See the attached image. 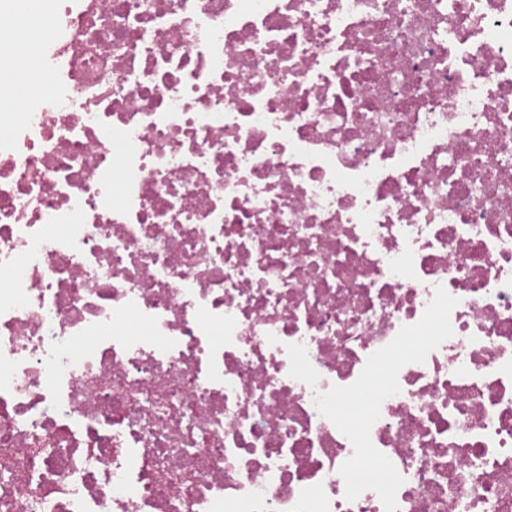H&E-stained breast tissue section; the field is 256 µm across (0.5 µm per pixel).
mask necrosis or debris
Wrapping results in <instances>:
<instances>
[{"mask_svg":"<svg viewBox=\"0 0 512 512\" xmlns=\"http://www.w3.org/2000/svg\"><path fill=\"white\" fill-rule=\"evenodd\" d=\"M58 18L0 116V512H512V0Z\"/></svg>","mask_w":512,"mask_h":512,"instance_id":"4bbe7bcc","label":"necrosis or debris"}]
</instances>
